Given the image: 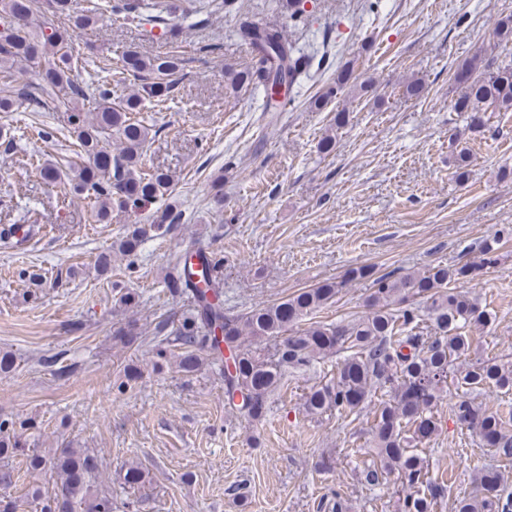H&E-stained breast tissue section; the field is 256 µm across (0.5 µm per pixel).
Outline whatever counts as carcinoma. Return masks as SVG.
Listing matches in <instances>:
<instances>
[{"mask_svg": "<svg viewBox=\"0 0 512 512\" xmlns=\"http://www.w3.org/2000/svg\"><path fill=\"white\" fill-rule=\"evenodd\" d=\"M73 0H48L50 8L70 18L71 26L48 29L31 20V0H0V74L18 78L23 70L48 87L67 104L68 121L77 133L80 163L63 170L46 162L36 170L64 194L80 196L93 204L99 224L112 221V209L137 206L170 192L171 178L164 172L143 169V155L150 128L133 117L144 102H162L170 96L181 60L174 55L146 57L130 49L124 57L125 69L134 76L147 73L152 80L112 101V85L103 82L93 89L96 101L88 112L79 106L85 88L74 78L75 33L96 23L102 13H75ZM170 13L166 0H113L110 13L130 16L143 6ZM258 60L231 79L236 85H251L265 92L267 104L280 109L294 103L291 89L310 77L309 64L292 56L280 32L241 22ZM352 77L345 66L336 77V87L317 100L322 107L343 90ZM458 94L453 109L469 113L470 126H488L496 112H512V59L501 62L491 57L463 63L454 74ZM282 85V98L274 97L275 85ZM28 101L22 88L0 91V112H13ZM118 139L110 149L108 139ZM172 207L153 216L152 223L131 224L99 253L95 269L101 273L112 267V253L137 254L147 234L178 223ZM499 240L485 239L478 245L480 263L434 265L400 275H375L373 267L362 265L348 271L341 281L327 280L313 288H303L271 304L259 305L246 313L233 314L224 308V292L215 278L197 284L185 276L184 265L205 252L190 247L176 255L165 279L172 296L185 292L195 303L192 314L182 318L175 330L180 352L154 345L152 370L161 374L170 365L188 376L208 360L224 372L225 396L231 409L250 421L261 419L270 396L284 386L288 371H302L340 353H347L336 366V374L310 387L304 408L312 416L334 413L346 419L369 410L374 416V459L362 470L363 481L384 487L395 475L401 483L399 512H433L445 483L430 475L419 445L438 431L436 412L450 388L463 390V397L451 404L457 421L467 425L480 439L491 442L490 450L512 465V430L505 417L475 403L468 394L485 387L512 390V363L495 358L471 357L472 331H481L492 321L486 307L463 291L465 284L484 266L497 259ZM371 281L368 313L347 322L312 321L291 336L290 328L336 301L347 283ZM429 321L420 330L423 321ZM283 337L274 352L264 354L263 344ZM115 339L132 346L144 343L136 327L115 331ZM26 422L0 421V458H24L31 475L55 474L53 491L34 483L26 496L41 506L40 512H112V495L94 489L97 456L87 448H27L16 428ZM148 472L133 462L124 479L131 486L145 483ZM505 472L483 467L474 477L475 491L457 499L455 512H512V493L504 490Z\"/></svg>", "mask_w": 512, "mask_h": 512, "instance_id": "carcinoma-1", "label": "carcinoma"}]
</instances>
